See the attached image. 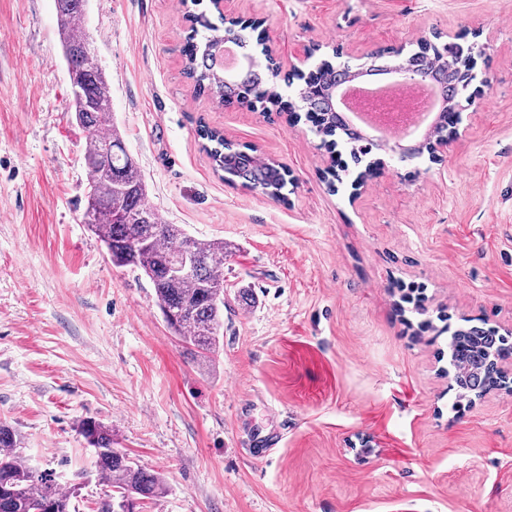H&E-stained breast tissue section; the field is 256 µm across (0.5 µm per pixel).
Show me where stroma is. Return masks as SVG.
<instances>
[{
  "mask_svg": "<svg viewBox=\"0 0 512 512\" xmlns=\"http://www.w3.org/2000/svg\"><path fill=\"white\" fill-rule=\"evenodd\" d=\"M260 18L281 66L469 48L443 160L346 170L311 123L220 105L187 79L176 0H88L112 120L165 223L223 240L224 339L186 354L150 284L84 222L88 173L54 0H0V422L78 512L106 490L81 419L160 476L143 512H512V393L459 399L448 336L512 329V0H199ZM288 170L283 200L224 182L201 125ZM365 187L351 198V183ZM248 292L240 301L239 289ZM278 443L256 456V435Z\"/></svg>",
  "mask_w": 512,
  "mask_h": 512,
  "instance_id": "35a3bbf8",
  "label": "stroma"
}]
</instances>
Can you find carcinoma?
<instances>
[{"label":"carcinoma","instance_id":"cac0c4a2","mask_svg":"<svg viewBox=\"0 0 512 512\" xmlns=\"http://www.w3.org/2000/svg\"><path fill=\"white\" fill-rule=\"evenodd\" d=\"M87 0H55L57 30L67 65L72 92L71 109L85 133L84 162L89 174L87 216L89 225L106 246L112 263L145 276L155 294L168 329L197 359L212 361L220 348L224 320V241L202 240L188 235L178 224L163 223L147 202V184L135 159L127 151L122 133L106 127L112 110V94L97 53L81 23ZM183 55L185 74L200 91L218 101L273 103L278 98L276 78L263 65L243 64L226 73L217 64L224 37L202 16L190 19ZM212 35L198 39L199 28ZM447 100L463 89L462 71L455 65L439 72ZM343 71L319 66L311 79L334 86L345 81ZM306 119L323 145L336 147V139L354 148L353 157L366 154L364 137L350 128L327 96L319 94L307 103ZM199 136L214 168L224 181L259 190L273 200L284 198L288 171L275 161H264L237 148L220 132L203 126ZM191 257L190 272L174 270L179 257ZM456 384L460 398L497 384L492 356L507 352L505 340L494 329H465L453 335ZM80 434L94 449L100 479L112 493L96 502V512H119L123 502H142L165 493L160 477L130 461L112 447V429L93 418L79 424ZM78 487L62 490L50 475L25 463L22 440L16 430L0 423V512H76Z\"/></svg>","mask_w":512,"mask_h":512}]
</instances>
